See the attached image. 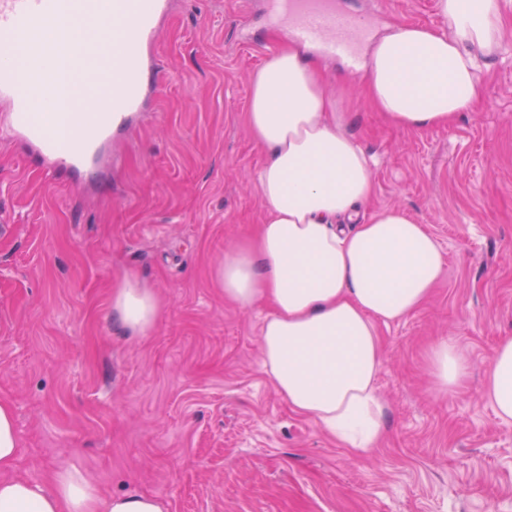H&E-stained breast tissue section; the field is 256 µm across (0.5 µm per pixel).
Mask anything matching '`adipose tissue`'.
<instances>
[{"instance_id":"1","label":"adipose tissue","mask_w":512,"mask_h":512,"mask_svg":"<svg viewBox=\"0 0 512 512\" xmlns=\"http://www.w3.org/2000/svg\"><path fill=\"white\" fill-rule=\"evenodd\" d=\"M443 24H401L369 53L365 91L392 125L425 130L471 111L482 63L501 48L502 0H436ZM267 158L257 172L266 217L254 238L216 270L225 299L241 309L264 301L262 367L291 409L357 457L386 431L377 392L384 366L378 327L402 321L430 297L447 261L425 225L398 207L369 216L371 160L347 113L320 79L309 48L272 52L250 77L246 113ZM161 303L151 288L124 276L112 290V325L149 335ZM470 360L444 340L431 354L441 393L468 375ZM496 416L512 422V336L499 341L486 379ZM19 454L15 413L0 403V512H164L144 494L103 496L70 467L35 485L11 476Z\"/></svg>"}]
</instances>
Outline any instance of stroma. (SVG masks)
<instances>
[{"mask_svg":"<svg viewBox=\"0 0 512 512\" xmlns=\"http://www.w3.org/2000/svg\"><path fill=\"white\" fill-rule=\"evenodd\" d=\"M335 2L375 38L441 23L436 0ZM501 41L472 111L422 131L373 110L363 67L322 61L373 163L367 213L403 208L447 261L428 301L379 329L388 430L360 457L275 391L261 366L267 305L225 302L214 276L265 215L249 80L287 38L264 0H171L147 50L157 92L113 135L105 179L51 178L0 136V402L18 421L14 475L42 486L75 466L103 493L148 494L166 512H512V422L484 392L512 336V10ZM124 275L162 303L149 337L112 330ZM444 338L471 365L445 396L429 373Z\"/></svg>","mask_w":512,"mask_h":512,"instance_id":"stroma-1","label":"stroma"}]
</instances>
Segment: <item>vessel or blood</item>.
I'll return each mask as SVG.
<instances>
[{"mask_svg":"<svg viewBox=\"0 0 512 512\" xmlns=\"http://www.w3.org/2000/svg\"><path fill=\"white\" fill-rule=\"evenodd\" d=\"M0 0V126L40 158L71 171H94L114 129L144 111L146 86L133 68L144 44L158 33L157 20L170 0ZM270 18L288 14L287 37L318 47L327 56L354 57L365 30L360 17L336 9L333 0H266ZM112 31V63L122 77L111 92L82 113L67 96L71 63L86 42ZM28 61L25 76L14 72ZM70 131L60 144L61 131Z\"/></svg>","mask_w":512,"mask_h":512,"instance_id":"1","label":"vessel or blood"}]
</instances>
